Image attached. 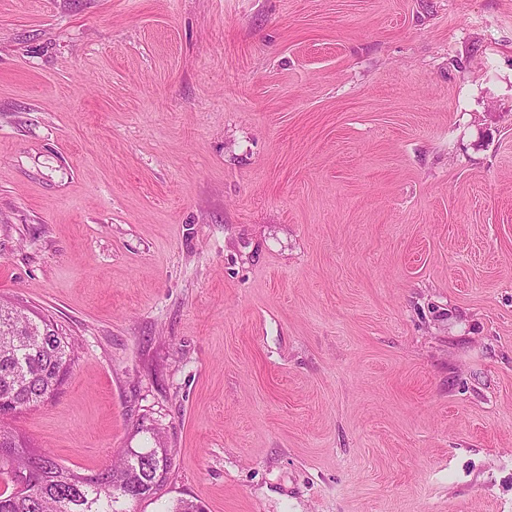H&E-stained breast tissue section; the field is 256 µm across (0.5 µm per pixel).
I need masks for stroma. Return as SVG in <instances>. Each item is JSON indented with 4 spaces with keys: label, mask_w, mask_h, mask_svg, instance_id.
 Listing matches in <instances>:
<instances>
[{
    "label": "stroma",
    "mask_w": 512,
    "mask_h": 512,
    "mask_svg": "<svg viewBox=\"0 0 512 512\" xmlns=\"http://www.w3.org/2000/svg\"><path fill=\"white\" fill-rule=\"evenodd\" d=\"M0 300L132 512H512V0H0Z\"/></svg>",
    "instance_id": "obj_1"
}]
</instances>
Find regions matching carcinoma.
Listing matches in <instances>:
<instances>
[{"mask_svg": "<svg viewBox=\"0 0 512 512\" xmlns=\"http://www.w3.org/2000/svg\"><path fill=\"white\" fill-rule=\"evenodd\" d=\"M72 346L50 320L0 303V512H127L152 499L173 463L172 450L125 448L105 468L84 474L37 449L6 416L51 399L71 365Z\"/></svg>", "mask_w": 512, "mask_h": 512, "instance_id": "1", "label": "carcinoma"}]
</instances>
